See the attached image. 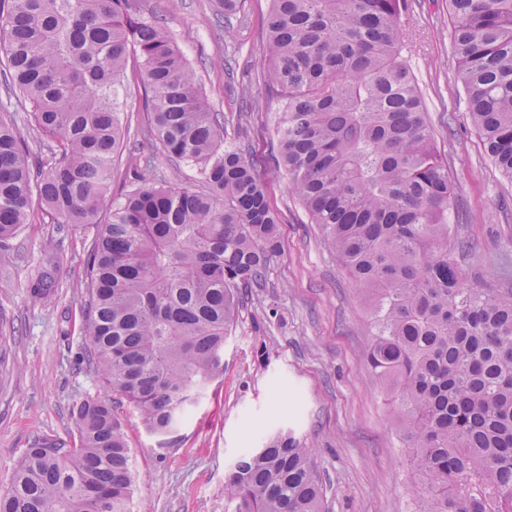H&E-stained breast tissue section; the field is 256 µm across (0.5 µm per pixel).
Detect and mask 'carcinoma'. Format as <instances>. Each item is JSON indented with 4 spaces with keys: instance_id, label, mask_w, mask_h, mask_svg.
I'll return each mask as SVG.
<instances>
[{
    "instance_id": "1",
    "label": "carcinoma",
    "mask_w": 512,
    "mask_h": 512,
    "mask_svg": "<svg viewBox=\"0 0 512 512\" xmlns=\"http://www.w3.org/2000/svg\"><path fill=\"white\" fill-rule=\"evenodd\" d=\"M244 0H224V35ZM407 0H272L265 91L283 108L275 167L366 298L365 366L383 385L416 480V512H512V288H485L453 254L456 186L410 68ZM465 112L512 179V0H448ZM141 62L146 133L203 188L134 169L97 214L129 127L116 88ZM0 77L55 142L33 182L12 112L0 114V241L34 206L94 224L82 331L120 399L82 401L78 439L27 449L0 512H130L131 450L117 404L169 440L224 373L242 291L267 287L279 218L230 119L157 20L130 0H0ZM232 512H325L312 448L291 431L246 449L224 484Z\"/></svg>"
}]
</instances>
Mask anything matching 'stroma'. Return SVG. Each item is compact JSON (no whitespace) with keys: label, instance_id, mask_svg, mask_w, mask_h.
I'll return each mask as SVG.
<instances>
[{"label":"stroma","instance_id":"1","mask_svg":"<svg viewBox=\"0 0 512 512\" xmlns=\"http://www.w3.org/2000/svg\"><path fill=\"white\" fill-rule=\"evenodd\" d=\"M408 4L410 64L457 186L448 221L472 246L466 265L499 288L512 282V254L501 250L512 238V180L490 162L465 116L448 0ZM132 8L163 19L212 111L249 114L247 136L228 133L225 144L257 155V173L280 216L268 286L245 300L224 345V374L191 409L177 441L161 447L136 413L120 408L135 473L132 512H227L229 469L244 449L280 429L312 446L329 512H415L407 492L413 471L395 436L394 414L364 366L371 344L364 300L274 167L280 109L261 77L270 0H245L244 22L229 39L222 0H133ZM229 46L236 51L230 78L224 73ZM0 112L14 113L33 170L41 172L51 142L1 84ZM145 157L169 185L194 186L189 167L168 161L154 140L136 133L122 148L112 196L131 189L130 173ZM95 234V226L50 223L37 208L0 247V492L35 438L72 442L74 407L104 393L81 333L84 263ZM47 264L55 293L43 300L30 288Z\"/></svg>","mask_w":512,"mask_h":512}]
</instances>
